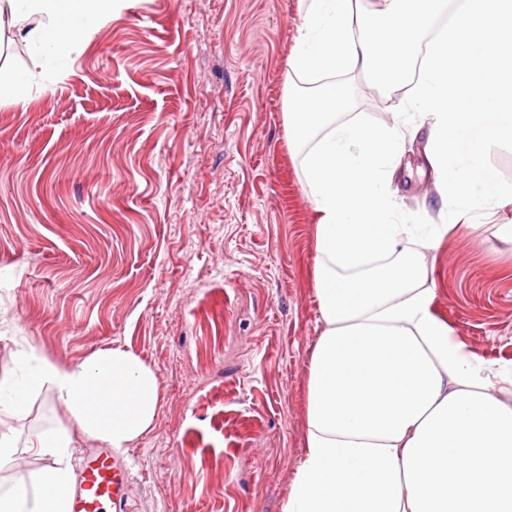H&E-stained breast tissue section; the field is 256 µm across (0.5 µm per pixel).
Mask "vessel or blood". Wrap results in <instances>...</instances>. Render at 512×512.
Listing matches in <instances>:
<instances>
[{"label": "vessel or blood", "mask_w": 512, "mask_h": 512, "mask_svg": "<svg viewBox=\"0 0 512 512\" xmlns=\"http://www.w3.org/2000/svg\"><path fill=\"white\" fill-rule=\"evenodd\" d=\"M130 472L107 449L91 454L74 484V512H128Z\"/></svg>", "instance_id": "obj_1"}]
</instances>
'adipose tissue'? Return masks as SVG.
Returning a JSON list of instances; mask_svg holds the SVG:
<instances>
[{"label":"adipose tissue","mask_w":512,"mask_h":512,"mask_svg":"<svg viewBox=\"0 0 512 512\" xmlns=\"http://www.w3.org/2000/svg\"><path fill=\"white\" fill-rule=\"evenodd\" d=\"M115 0H0L13 37L30 51L9 100L26 105L78 52ZM303 26L288 69L318 76L292 96L288 139L303 151L315 215L313 283L322 331L309 356L304 451L282 512H512V368L457 341L434 309L427 265L444 224H404L392 177L402 125L344 118L338 77L362 72L403 88L406 117L427 128V160L444 205L473 222L512 206V187L489 192L488 149L512 136V0H463L419 60L442 0H300ZM66 421L25 442L0 432V471L19 448L40 469L0 483V512H72L76 435L125 451L156 417L159 383L133 351L99 350L75 365L34 346L0 368V417L23 414L41 392Z\"/></svg>","instance_id":"obj_1"}]
</instances>
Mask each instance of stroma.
I'll return each instance as SVG.
<instances>
[{
    "label": "stroma",
    "instance_id": "stroma-1",
    "mask_svg": "<svg viewBox=\"0 0 512 512\" xmlns=\"http://www.w3.org/2000/svg\"><path fill=\"white\" fill-rule=\"evenodd\" d=\"M299 0H116L60 77L0 98V368L34 344L79 363L121 346L159 407L123 453L132 512H281L301 460L321 331L314 212L288 142ZM352 114L392 126L405 92L352 72ZM406 133L400 220L450 218ZM450 228L428 265L454 337L512 365V209ZM49 393L0 430L65 420Z\"/></svg>",
    "mask_w": 512,
    "mask_h": 512
}]
</instances>
